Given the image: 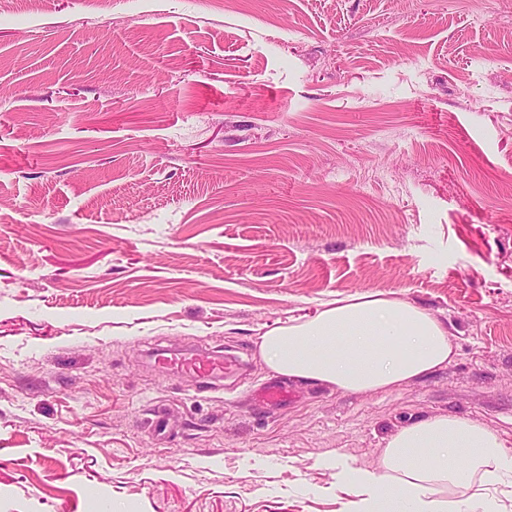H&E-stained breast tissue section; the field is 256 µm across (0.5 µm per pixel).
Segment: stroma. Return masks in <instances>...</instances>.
Masks as SVG:
<instances>
[{"label":"stroma","instance_id":"stroma-1","mask_svg":"<svg viewBox=\"0 0 512 512\" xmlns=\"http://www.w3.org/2000/svg\"><path fill=\"white\" fill-rule=\"evenodd\" d=\"M510 173L512 0H0V512H351L328 460L414 422L512 443ZM376 291L448 366L254 399L266 327ZM156 360L171 372L188 373L208 379L223 378L224 371H232L237 364L234 357H224L223 353L201 355L197 353L164 352L157 353Z\"/></svg>","mask_w":512,"mask_h":512}]
</instances>
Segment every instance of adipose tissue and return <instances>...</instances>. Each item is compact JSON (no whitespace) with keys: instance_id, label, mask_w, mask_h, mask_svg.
<instances>
[{"instance_id":"obj_1","label":"adipose tissue","mask_w":512,"mask_h":512,"mask_svg":"<svg viewBox=\"0 0 512 512\" xmlns=\"http://www.w3.org/2000/svg\"><path fill=\"white\" fill-rule=\"evenodd\" d=\"M258 347L278 375L361 393L396 390L454 354L438 318L383 292L343 298L312 317L273 326ZM504 446L485 425L435 416L399 431L377 464L338 471L336 484L357 497L359 512H499L490 489L512 495V455Z\"/></svg>"}]
</instances>
